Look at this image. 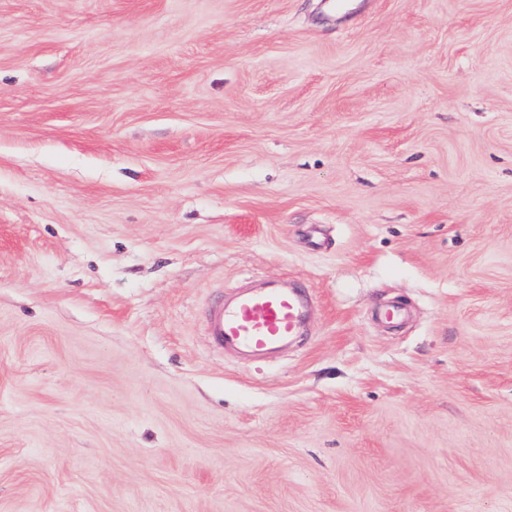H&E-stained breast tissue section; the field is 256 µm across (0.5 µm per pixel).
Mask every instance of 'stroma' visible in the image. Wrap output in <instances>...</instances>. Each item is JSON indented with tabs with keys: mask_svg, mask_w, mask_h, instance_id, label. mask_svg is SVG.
<instances>
[{
	"mask_svg": "<svg viewBox=\"0 0 512 512\" xmlns=\"http://www.w3.org/2000/svg\"><path fill=\"white\" fill-rule=\"evenodd\" d=\"M0 512H512V0H0ZM241 288L207 311V335L217 348L261 358L306 333L312 303L298 281L259 278Z\"/></svg>",
	"mask_w": 512,
	"mask_h": 512,
	"instance_id": "stroma-1",
	"label": "stroma"
}]
</instances>
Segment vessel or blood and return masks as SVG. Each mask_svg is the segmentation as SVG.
<instances>
[{"label": "vessel or blood", "instance_id": "vessel-or-blood-1", "mask_svg": "<svg viewBox=\"0 0 512 512\" xmlns=\"http://www.w3.org/2000/svg\"><path fill=\"white\" fill-rule=\"evenodd\" d=\"M311 311V298L298 281L259 278L208 309L207 334L219 349L261 358L298 341Z\"/></svg>", "mask_w": 512, "mask_h": 512}]
</instances>
